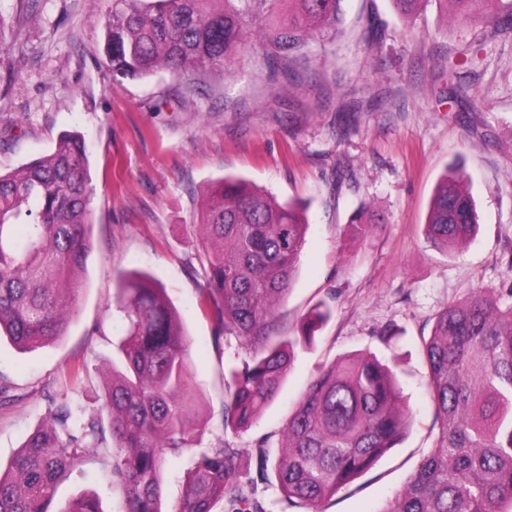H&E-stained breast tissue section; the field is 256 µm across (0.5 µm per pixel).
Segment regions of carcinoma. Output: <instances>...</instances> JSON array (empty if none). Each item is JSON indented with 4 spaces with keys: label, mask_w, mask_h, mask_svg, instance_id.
Here are the masks:
<instances>
[{
    "label": "carcinoma",
    "mask_w": 512,
    "mask_h": 512,
    "mask_svg": "<svg viewBox=\"0 0 512 512\" xmlns=\"http://www.w3.org/2000/svg\"><path fill=\"white\" fill-rule=\"evenodd\" d=\"M344 0H112L104 54L112 77L142 79L170 70L194 86L224 74L243 52L272 68L305 60L336 39ZM463 16L512 28V0H444ZM461 172L443 177L425 235L446 251L476 235L472 196ZM90 160L84 139L61 134L53 151L0 173V336L19 350L66 335L93 246ZM382 221L368 208L351 220L358 238ZM197 304L215 344L235 338L245 351L224 369V426L249 429L277 396L295 349L311 344L330 315L320 301L296 333L277 330L276 307L288 296L308 220L300 204L277 202L236 177L211 186L202 214ZM115 344L102 413L51 407L5 470L0 512H55L62 481L93 452L110 467L123 512H162L167 454L188 447L203 424L190 408V340L165 288L149 273L121 278ZM433 410L432 447L409 482L379 512H501L512 502V304L478 291L440 311L422 337ZM414 420L395 372L370 355L321 366L269 457L221 442L203 451L183 483L175 512H266L258 485L275 479L285 508L320 512L356 476L371 470L406 436ZM62 512H103L81 494Z\"/></svg>",
    "instance_id": "carcinoma-1"
}]
</instances>
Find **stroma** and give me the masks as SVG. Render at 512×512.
<instances>
[{
  "label": "stroma",
  "mask_w": 512,
  "mask_h": 512,
  "mask_svg": "<svg viewBox=\"0 0 512 512\" xmlns=\"http://www.w3.org/2000/svg\"><path fill=\"white\" fill-rule=\"evenodd\" d=\"M344 34L298 76L270 77L247 55L225 76L187 93L165 70L114 80L103 55L112 0H0V171L49 154L61 133L90 153L92 252L66 336L21 351L0 342V376L17 402L0 407V465L9 466L50 403L100 410L113 339L118 273L152 272L192 341L193 398L203 432L162 470L164 512H174L198 455L227 441L279 444L289 412L318 366L354 353L397 362L415 423L368 472L321 503V512H378L432 445L421 339L446 305L481 289L512 288V31L459 17L439 0L401 15L393 0H345ZM383 44L368 49V18ZM478 54L464 62L462 54ZM456 70H449V63ZM476 202L479 228L461 248L427 242L435 187L450 168ZM237 175L279 201L308 202L305 245L277 310L283 334L317 302L332 315L298 349L278 397L245 431L225 427L224 367L237 343L217 348L197 306L201 216L211 184ZM384 218L366 239L350 221L362 205ZM392 326L390 341L379 331ZM80 368V379L70 371ZM97 494L120 512L108 470L93 460L61 484L53 504Z\"/></svg>",
  "instance_id": "1"
}]
</instances>
